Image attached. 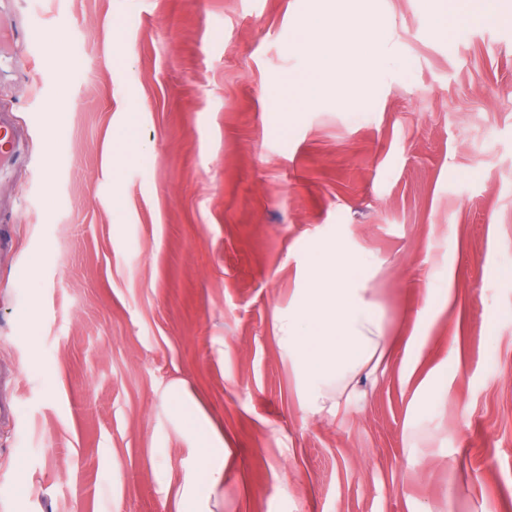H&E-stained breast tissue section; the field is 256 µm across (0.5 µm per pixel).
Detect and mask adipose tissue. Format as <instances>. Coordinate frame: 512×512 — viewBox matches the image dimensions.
Returning a JSON list of instances; mask_svg holds the SVG:
<instances>
[{
    "instance_id": "obj_1",
    "label": "adipose tissue",
    "mask_w": 512,
    "mask_h": 512,
    "mask_svg": "<svg viewBox=\"0 0 512 512\" xmlns=\"http://www.w3.org/2000/svg\"><path fill=\"white\" fill-rule=\"evenodd\" d=\"M296 51L309 61L307 70L291 79L285 91L289 106H312L329 85L343 89L361 75L375 47L377 26L358 18L353 28L340 23L304 20L299 24ZM370 256L345 258L326 249L308 263L306 286L288 313L276 316L277 341L295 375L300 409L305 416L333 413L354 392V379L375 371L388 354L382 315L371 298L366 271ZM441 290L428 286L422 307L415 313V331L404 345L405 366L415 369L424 346L422 330L440 310ZM448 399V369L436 367L419 385L404 422L406 436L423 425L434 404ZM206 481L183 494L178 512H193L195 502L211 497L224 477L226 449L203 438Z\"/></svg>"
}]
</instances>
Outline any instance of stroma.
Segmentation results:
<instances>
[{
    "label": "stroma",
    "instance_id": "1",
    "mask_svg": "<svg viewBox=\"0 0 512 512\" xmlns=\"http://www.w3.org/2000/svg\"><path fill=\"white\" fill-rule=\"evenodd\" d=\"M364 0L350 104L279 111L328 0H0L59 33L0 67V512H512V0ZM136 135L119 141L122 126ZM373 260L392 354L303 418L275 315L314 250ZM452 297L412 378L428 284ZM448 403L404 421L434 367ZM202 443L207 480L196 483L189 493L183 494L178 512H196L192 510L194 503L209 499L224 477V465L228 453L227 448L216 447L211 442L209 436H203Z\"/></svg>",
    "mask_w": 512,
    "mask_h": 512
}]
</instances>
